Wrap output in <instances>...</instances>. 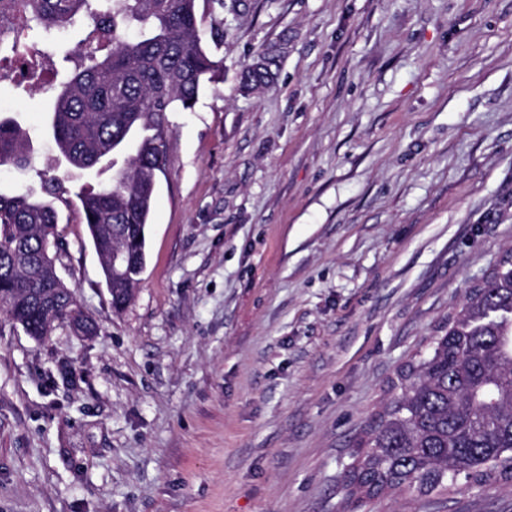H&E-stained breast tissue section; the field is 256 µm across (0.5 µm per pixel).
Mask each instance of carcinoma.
I'll return each instance as SVG.
<instances>
[{"label": "carcinoma", "instance_id": "carcinoma-1", "mask_svg": "<svg viewBox=\"0 0 512 512\" xmlns=\"http://www.w3.org/2000/svg\"><path fill=\"white\" fill-rule=\"evenodd\" d=\"M88 17L86 40L70 53L75 70H54L50 118L56 146L78 173L112 170L109 186L77 193L112 308L134 297L147 263V224L166 162L167 113L194 107L222 65L198 35L196 0H0V60L16 56L17 29L49 39ZM138 28L129 40L125 32ZM31 143L0 117V166L29 163ZM44 196L0 195V310L41 340L66 324L81 336L89 313L70 316L77 289L56 263L64 250L53 200L64 177L44 180ZM396 391L356 442L343 475L351 505L389 491L420 495L464 479L482 489L512 481V250L431 337L428 353L392 382Z\"/></svg>", "mask_w": 512, "mask_h": 512}]
</instances>
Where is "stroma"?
Returning a JSON list of instances; mask_svg holds the SVG:
<instances>
[{
    "mask_svg": "<svg viewBox=\"0 0 512 512\" xmlns=\"http://www.w3.org/2000/svg\"><path fill=\"white\" fill-rule=\"evenodd\" d=\"M224 75L168 115L146 269L115 311L76 192L57 264L93 317L0 312V512H343L391 382L512 248V0H197ZM274 78L241 76L266 53ZM53 93L0 83L58 173ZM357 512H512V482Z\"/></svg>",
    "mask_w": 512,
    "mask_h": 512,
    "instance_id": "obj_1",
    "label": "stroma"
}]
</instances>
